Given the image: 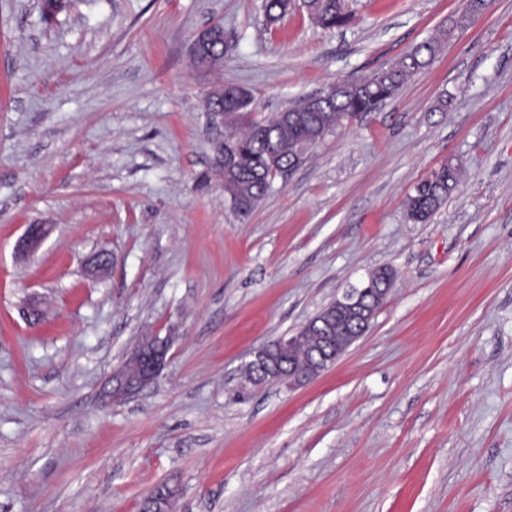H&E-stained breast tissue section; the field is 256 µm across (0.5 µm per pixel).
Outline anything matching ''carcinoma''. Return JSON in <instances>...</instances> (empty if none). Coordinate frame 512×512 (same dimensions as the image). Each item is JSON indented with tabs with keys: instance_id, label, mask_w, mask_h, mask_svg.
Here are the masks:
<instances>
[{
	"instance_id": "carcinoma-1",
	"label": "carcinoma",
	"mask_w": 512,
	"mask_h": 512,
	"mask_svg": "<svg viewBox=\"0 0 512 512\" xmlns=\"http://www.w3.org/2000/svg\"><path fill=\"white\" fill-rule=\"evenodd\" d=\"M323 28H342L351 20L346 0H263L266 24L279 23L296 7ZM228 51L221 26L212 28V37L198 48L193 63L214 69ZM437 41L415 47L394 65L362 81L336 83V95L315 110L299 106L263 121L253 118V96L229 86H218L206 95L205 109L224 116L228 133L222 141V156L206 173L205 180L217 178L224 184V195L233 210L246 216L267 195L274 179L293 171L304 162L308 152L334 133L396 94L412 75L428 67L436 54ZM459 181L458 169L441 165L430 177L420 181L408 199V214L414 222L426 221L448 199ZM170 491L159 487L143 502L142 512H154L170 505Z\"/></svg>"
}]
</instances>
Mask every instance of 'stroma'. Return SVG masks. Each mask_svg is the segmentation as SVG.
Wrapping results in <instances>:
<instances>
[{"label": "stroma", "instance_id": "stroma-1", "mask_svg": "<svg viewBox=\"0 0 512 512\" xmlns=\"http://www.w3.org/2000/svg\"><path fill=\"white\" fill-rule=\"evenodd\" d=\"M262 4L0 0V512H141L158 486L170 512H512V0H349L333 29L302 9L266 26ZM215 23L207 72L190 46ZM437 34L429 68L249 215L200 184L212 86L267 119ZM445 162L457 188L410 220ZM30 224L52 231L22 257ZM379 267L388 299L333 367L243 382ZM152 335L161 374L106 402ZM212 37L198 48L196 56L192 55L193 63L200 68L214 69L224 60L228 47L224 41V31L220 25L212 29ZM459 181L458 169L442 164L430 177L421 180L408 199V214L414 222H425L448 199Z\"/></svg>", "mask_w": 512, "mask_h": 512}]
</instances>
